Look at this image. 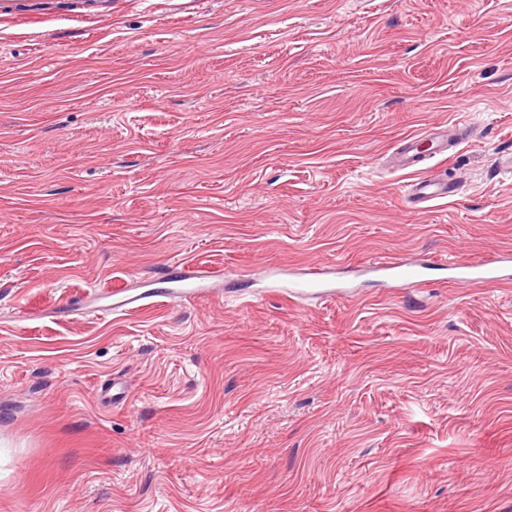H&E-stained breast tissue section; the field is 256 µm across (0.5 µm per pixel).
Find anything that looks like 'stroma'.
Segmentation results:
<instances>
[{
    "instance_id": "obj_1",
    "label": "stroma",
    "mask_w": 512,
    "mask_h": 512,
    "mask_svg": "<svg viewBox=\"0 0 512 512\" xmlns=\"http://www.w3.org/2000/svg\"><path fill=\"white\" fill-rule=\"evenodd\" d=\"M507 150L512 0H0V512H512V285L362 272L512 250ZM425 168L413 170L417 177L411 182L408 189L409 198L418 204L431 207L433 203L448 199L458 194V185L445 178L423 174ZM371 272L375 273L382 280L399 287L402 282L413 281L420 277V273L410 267L392 259H375L368 264ZM182 266L183 272L181 279L179 280L182 282L181 294L185 299L189 300L195 298L202 291H204V289L207 287V281L203 277L196 276L195 271L189 264H182ZM322 271L323 269L320 265L312 266L308 273L311 277L294 282L292 292L295 295L316 294L319 297L333 296L335 291L327 288V282L318 278Z\"/></svg>"
}]
</instances>
